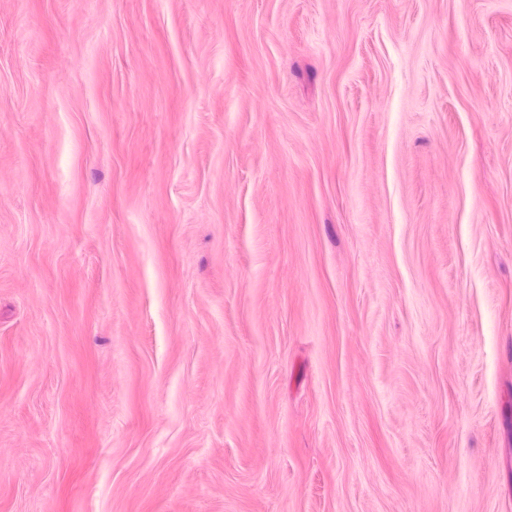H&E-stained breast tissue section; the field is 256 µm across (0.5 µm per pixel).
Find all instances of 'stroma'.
<instances>
[{
	"label": "stroma",
	"instance_id": "stroma-1",
	"mask_svg": "<svg viewBox=\"0 0 512 512\" xmlns=\"http://www.w3.org/2000/svg\"><path fill=\"white\" fill-rule=\"evenodd\" d=\"M0 512H512V0H0Z\"/></svg>",
	"mask_w": 512,
	"mask_h": 512
}]
</instances>
